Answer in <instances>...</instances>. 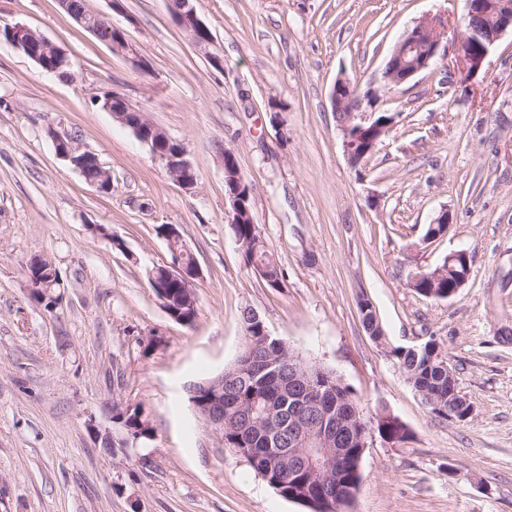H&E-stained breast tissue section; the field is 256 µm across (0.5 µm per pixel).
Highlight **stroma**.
<instances>
[{
  "mask_svg": "<svg viewBox=\"0 0 512 512\" xmlns=\"http://www.w3.org/2000/svg\"><path fill=\"white\" fill-rule=\"evenodd\" d=\"M84 6L124 28L136 57L112 53L59 0H0V27L26 24L73 63L65 80L0 39V512H309L224 448L189 401L234 364L247 307L367 413L411 432L373 437L345 512H512V342L501 338L512 329V33L471 76L459 61L465 0H196L205 52L169 0ZM429 16L448 24L433 69L388 86L395 44ZM340 77L377 91L393 116L355 167L330 102ZM111 91L185 147L194 192L97 107ZM52 128L106 163L111 193L57 155ZM228 150L282 287L247 263L228 224ZM443 213L447 233L423 243ZM163 224L201 269L190 325L148 284L173 262ZM454 250L471 273L452 297L410 288ZM36 256L59 272L56 309L32 295ZM364 300L385 342L364 329ZM431 338L474 406L468 420L431 414L389 356ZM117 403L141 406L153 436L108 453L94 430L124 437Z\"/></svg>",
  "mask_w": 512,
  "mask_h": 512,
  "instance_id": "35a3bbf8",
  "label": "stroma"
}]
</instances>
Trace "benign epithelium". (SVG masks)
Masks as SVG:
<instances>
[{"label":"benign epithelium","mask_w":512,"mask_h":512,"mask_svg":"<svg viewBox=\"0 0 512 512\" xmlns=\"http://www.w3.org/2000/svg\"><path fill=\"white\" fill-rule=\"evenodd\" d=\"M467 9L464 19L485 20L488 22L489 33L483 35L476 33L471 36L467 33L461 38V52L469 72H477L483 63L490 48L509 28H512V0H466ZM76 22L88 31L104 38L113 53L126 56L136 55V50L129 42L125 31L118 28L100 14L96 15V24H90L86 18L73 15ZM172 19L182 30L189 33L195 45L207 49L213 42L210 29L199 18L195 0H181V7L172 12ZM447 33L446 25L434 18H423L412 28L406 30L394 47L384 70V78L388 84L398 86L415 75L433 67L438 49ZM8 42L27 57L32 59L43 71L56 74L60 62L68 61L67 54L59 55V61H50L42 54L41 47L51 46L53 42L44 36L38 35L25 24H15L8 27ZM352 91V84L342 78L336 80L330 93L333 110L344 111ZM378 98L372 91L359 97L354 109L350 110L347 120L341 124L344 138V147L351 164L358 165L370 155L378 139L385 134L389 125L379 119L376 112ZM104 109L112 113V117L121 124L130 128L135 136L146 144L155 158L160 160L170 178L186 192L194 190L197 186L195 169L186 157L184 146L162 134V130L154 125L144 111L131 106L125 98L113 93L107 96ZM56 153L70 161L75 168H81V159H90L98 163L102 170V181L92 183L96 190L103 194L112 192V173L106 168L99 157L90 152L82 151L77 146L74 137L68 132L49 130ZM252 188L242 176H236L232 190L228 193L231 204L229 212L230 224H240L250 217L248 204L251 201ZM162 235L167 240L174 256L170 265L162 266L164 278L169 282L182 283L190 297H196L195 280L200 275L197 261H185L189 254L183 244L181 234L173 224H167L162 229ZM332 378L325 376L323 382H318L316 375L310 372L305 362L293 355L288 361V388L299 383L308 385V398L296 406L297 413L304 415H320L323 417L319 429L311 430L303 423L290 426L288 436L277 432L268 435V444L279 447L288 443L298 449L314 440L323 448H336V458L342 457L341 428L331 420V412L327 410L331 397ZM194 400L191 404L195 412L204 419L206 425L219 439H224V374L194 386L190 390ZM467 407L466 417H471L474 407L470 400L460 393H454L452 400L448 401V420H457L459 409L457 405ZM332 472L328 471L312 486L311 494L325 498L334 497L337 504H342L343 497L331 483Z\"/></svg>","instance_id":"benign-epithelium-1"}]
</instances>
